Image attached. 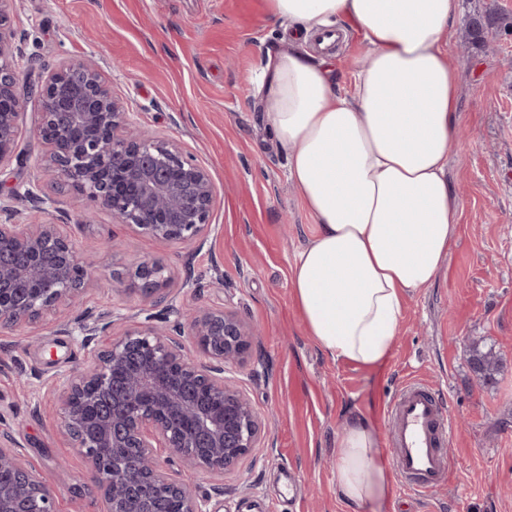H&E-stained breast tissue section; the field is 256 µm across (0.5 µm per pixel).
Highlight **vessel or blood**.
I'll return each mask as SVG.
<instances>
[{
    "instance_id": "1",
    "label": "vessel or blood",
    "mask_w": 512,
    "mask_h": 512,
    "mask_svg": "<svg viewBox=\"0 0 512 512\" xmlns=\"http://www.w3.org/2000/svg\"><path fill=\"white\" fill-rule=\"evenodd\" d=\"M386 454L402 496H421L447 487L454 462L446 448L455 429L439 394L421 382L405 383L385 415Z\"/></svg>"
}]
</instances>
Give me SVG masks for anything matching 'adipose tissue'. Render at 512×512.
<instances>
[{
	"mask_svg": "<svg viewBox=\"0 0 512 512\" xmlns=\"http://www.w3.org/2000/svg\"><path fill=\"white\" fill-rule=\"evenodd\" d=\"M275 19L314 34L319 54L269 56L264 101L289 177L318 230L292 270L303 324L328 357L365 367L389 355L405 299L437 278L456 234L448 183L459 63V0H268ZM362 36L352 92L330 53L337 24ZM377 435L356 415L336 439V486L362 512L387 475Z\"/></svg>",
	"mask_w": 512,
	"mask_h": 512,
	"instance_id": "1",
	"label": "adipose tissue"
}]
</instances>
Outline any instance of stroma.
<instances>
[{"mask_svg":"<svg viewBox=\"0 0 512 512\" xmlns=\"http://www.w3.org/2000/svg\"><path fill=\"white\" fill-rule=\"evenodd\" d=\"M476 16L492 24L460 49ZM10 24L21 77L94 58L140 129L175 141L215 185L212 231L199 249L133 233L45 169L34 99L20 123L22 162L0 168L1 184L25 191L17 209L31 214L52 200L51 220L95 262L100 277L85 301L94 315L120 313L113 334L163 315L138 290L112 292V270L137 257L164 266L180 308L218 306L259 328L248 363L228 376L264 425L267 451L223 474L174 459L173 478L208 495L210 512H352L334 473L343 423L366 418L387 464V406L403 382L419 379L450 401L451 483L406 500L391 484L364 512H512V0H460L451 42L461 121L448 160L459 224L437 280L406 298L391 352L375 367L329 358L292 298V266L317 226L288 178L259 87L268 54L290 41L266 0H15ZM70 322L59 309L0 329V432L53 487L57 512H102L82 487L86 460L60 427L62 377L86 356ZM476 343L500 358L492 383L472 371Z\"/></svg>","mask_w":512,"mask_h":512,"instance_id":"stroma-1","label":"stroma"}]
</instances>
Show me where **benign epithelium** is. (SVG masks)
<instances>
[{
    "label": "benign epithelium",
    "mask_w": 512,
    "mask_h": 512,
    "mask_svg": "<svg viewBox=\"0 0 512 512\" xmlns=\"http://www.w3.org/2000/svg\"><path fill=\"white\" fill-rule=\"evenodd\" d=\"M0 0V167L17 158L21 101L8 14ZM41 103L36 132L46 162L67 186L119 224L160 243L202 246L211 231L215 187L208 171L164 139L143 134L88 61H65L30 88ZM0 192V328L32 322L60 306L77 310L71 334L88 349L61 395V427L83 449L87 491L105 512H209L208 497L166 472L162 454L188 468L224 473L264 450L249 399L224 372L243 365L257 330L222 308L186 313L173 303L164 268L140 259L111 275L113 291L135 281L143 298L186 324L202 358L161 326L143 325L92 346L113 321L83 307L99 275L63 225L20 216ZM0 512H56L55 492L26 467L18 443L0 435Z\"/></svg>",
    "instance_id": "1"
}]
</instances>
